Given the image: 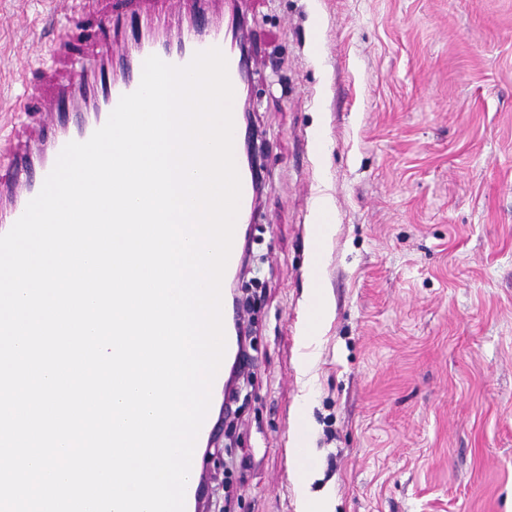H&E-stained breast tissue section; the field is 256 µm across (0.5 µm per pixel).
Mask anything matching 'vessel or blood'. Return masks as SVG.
<instances>
[{"instance_id":"1","label":"vessel or blood","mask_w":512,"mask_h":512,"mask_svg":"<svg viewBox=\"0 0 512 512\" xmlns=\"http://www.w3.org/2000/svg\"><path fill=\"white\" fill-rule=\"evenodd\" d=\"M70 11H88L83 38L65 34L52 62L40 72L45 102L24 90L23 109L38 126L11 144V168L0 171V234L7 233L42 189L63 147L87 141L103 126L122 95L141 81L151 55L187 65L196 52L217 48L227 59L234 92L253 77L243 56L237 0H69ZM241 181L238 224L254 215L260 179L242 155H235Z\"/></svg>"}]
</instances>
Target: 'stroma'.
I'll return each instance as SVG.
<instances>
[{
    "label": "stroma",
    "instance_id": "obj_1",
    "mask_svg": "<svg viewBox=\"0 0 512 512\" xmlns=\"http://www.w3.org/2000/svg\"><path fill=\"white\" fill-rule=\"evenodd\" d=\"M260 49V219L242 310L257 340L237 446L211 444L205 512H300L305 392L332 512H512V0H243ZM0 0V168L67 29ZM334 314L299 371L316 217Z\"/></svg>",
    "mask_w": 512,
    "mask_h": 512
}]
</instances>
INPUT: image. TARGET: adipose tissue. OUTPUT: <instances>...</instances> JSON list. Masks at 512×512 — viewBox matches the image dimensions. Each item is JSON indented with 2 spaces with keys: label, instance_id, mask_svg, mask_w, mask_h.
<instances>
[{
  "label": "adipose tissue",
  "instance_id": "ef3b65f1",
  "mask_svg": "<svg viewBox=\"0 0 512 512\" xmlns=\"http://www.w3.org/2000/svg\"><path fill=\"white\" fill-rule=\"evenodd\" d=\"M314 210L320 219V223L316 227V236L312 250L313 261L306 298L307 318L303 338L304 353L302 355V371L306 374L312 370L315 360L314 347L332 315V306L323 288L321 277L323 245L335 232L334 225L330 223L331 203L329 199L324 196L318 197L314 202ZM311 430L310 401L305 398L300 403L294 421L293 433L297 446L296 457L299 465L294 472L293 478L297 486L305 492V497L300 503L301 512H324V502L314 499L307 493L314 471L311 454L307 447Z\"/></svg>",
  "mask_w": 512,
  "mask_h": 512
}]
</instances>
